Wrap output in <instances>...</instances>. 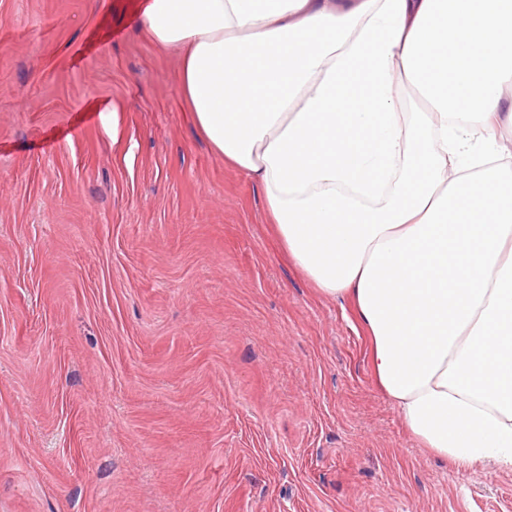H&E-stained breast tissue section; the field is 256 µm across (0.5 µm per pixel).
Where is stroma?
<instances>
[{
    "label": "stroma",
    "mask_w": 512,
    "mask_h": 512,
    "mask_svg": "<svg viewBox=\"0 0 512 512\" xmlns=\"http://www.w3.org/2000/svg\"><path fill=\"white\" fill-rule=\"evenodd\" d=\"M136 8L0 0V512H512L410 436Z\"/></svg>",
    "instance_id": "35a3bbf8"
}]
</instances>
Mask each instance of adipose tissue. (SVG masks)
<instances>
[{
    "instance_id": "1",
    "label": "adipose tissue",
    "mask_w": 512,
    "mask_h": 512,
    "mask_svg": "<svg viewBox=\"0 0 512 512\" xmlns=\"http://www.w3.org/2000/svg\"><path fill=\"white\" fill-rule=\"evenodd\" d=\"M140 27L181 49L197 132L294 264L353 305L411 436L512 468V0H146Z\"/></svg>"
}]
</instances>
